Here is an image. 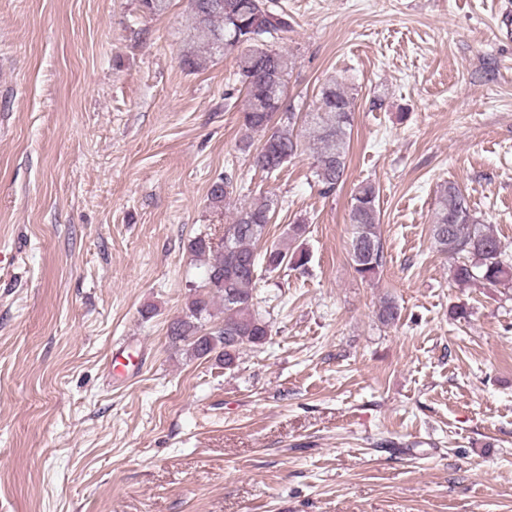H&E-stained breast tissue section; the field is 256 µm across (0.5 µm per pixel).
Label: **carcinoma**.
I'll return each instance as SVG.
<instances>
[{
	"instance_id": "cac0c4a2",
	"label": "carcinoma",
	"mask_w": 512,
	"mask_h": 512,
	"mask_svg": "<svg viewBox=\"0 0 512 512\" xmlns=\"http://www.w3.org/2000/svg\"><path fill=\"white\" fill-rule=\"evenodd\" d=\"M192 17L188 45L181 65L190 72L205 69L218 56L235 55V76L245 93L242 126L247 134L261 133L263 141L252 155V165L267 173L280 170L301 149V132L314 144V176L320 194L330 196L347 179L350 134L356 97L343 83L330 79L323 84L316 103L305 109H290L274 120L275 105L285 95L293 69L292 57L277 44L288 39L292 25L279 0H188ZM232 176L216 179L209 190L210 204L224 207ZM379 188L360 183L352 195L349 224L352 237L349 256L354 272L363 280L377 276L385 264L379 225ZM278 200L261 196L236 211L233 222L224 225L216 244L199 237L190 245L198 257H208L204 288L195 292L185 317L173 322L172 344L188 343L196 358L216 356L224 367H234L245 346L261 348L268 342L269 322L254 295L261 273L287 267L306 269L310 254L304 246L308 225H288L281 240L258 253L276 210ZM431 235L436 248L452 260L454 283L475 282L497 287L512 281V262L504 259L501 240L475 217L466 196L452 182L440 194ZM224 303V320L201 333V319L210 312L215 298ZM384 324L399 318L393 300L381 302L377 313Z\"/></svg>"
}]
</instances>
